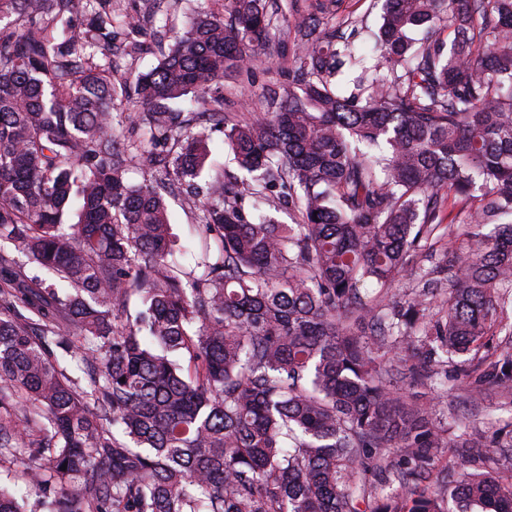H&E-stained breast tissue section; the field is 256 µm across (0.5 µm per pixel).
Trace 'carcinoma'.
<instances>
[{"label":"carcinoma","instance_id":"carcinoma-1","mask_svg":"<svg viewBox=\"0 0 512 512\" xmlns=\"http://www.w3.org/2000/svg\"><path fill=\"white\" fill-rule=\"evenodd\" d=\"M146 2L0 0V407L24 399L0 461L44 492L0 484V512H512V466L482 436L393 396L448 390L463 356L512 397V354L483 353L512 334V0H383L370 66L304 16L288 98L245 119L223 82L265 48L264 0L190 9L132 71L117 59L184 0ZM355 66L367 96L338 95ZM217 131L240 175L203 189ZM178 189L199 272L173 260ZM476 197L468 249L396 297L446 203ZM413 337L418 361L394 359ZM483 447L424 486L446 450Z\"/></svg>","mask_w":512,"mask_h":512}]
</instances>
